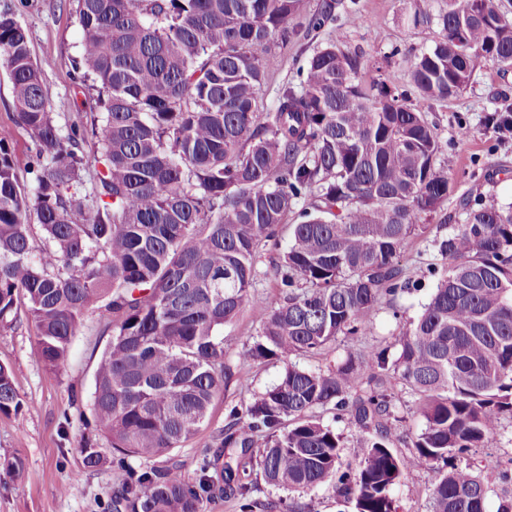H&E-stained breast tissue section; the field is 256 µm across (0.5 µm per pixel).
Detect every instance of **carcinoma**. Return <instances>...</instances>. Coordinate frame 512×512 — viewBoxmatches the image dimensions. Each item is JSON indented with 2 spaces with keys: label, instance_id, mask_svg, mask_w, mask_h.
<instances>
[{
  "label": "carcinoma",
  "instance_id": "obj_1",
  "mask_svg": "<svg viewBox=\"0 0 512 512\" xmlns=\"http://www.w3.org/2000/svg\"><path fill=\"white\" fill-rule=\"evenodd\" d=\"M304 2L77 0L81 82L97 111L64 126L25 29L0 13L10 121L32 142L21 158L0 137V328L25 309L53 376L85 314L112 316L92 392L116 458L112 512H204L228 497L252 512L255 471L291 490L332 479L352 512H397L394 487L429 467L431 512H485L490 478L508 477L493 459L478 473L448 456L485 447L512 418V203L460 199L464 222L434 236L440 279L395 357L373 349L318 370L291 358L363 335L383 301L412 286L399 256L432 232L453 191L419 102L459 95L482 63L511 73L512 22L501 0H413L407 26L438 28L413 64V93L362 85V55L336 40L313 50L266 111L258 92L270 61L312 41L341 6L324 0L306 16ZM484 125L511 137L512 98L494 96ZM300 202L273 267L283 299L267 301L254 290L257 259L279 246ZM246 306L265 320L239 362L278 359L280 381L228 408L197 483L174 467H133L207 421L234 377L220 332ZM397 386L424 421L406 456L393 448ZM329 405L367 435L354 467L341 466V435L312 416ZM22 406L0 364V415ZM256 437L265 444L255 452ZM80 452L88 468L103 463L95 439Z\"/></svg>",
  "mask_w": 512,
  "mask_h": 512
}]
</instances>
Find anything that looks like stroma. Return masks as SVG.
Wrapping results in <instances>:
<instances>
[{
	"label": "stroma",
	"instance_id": "obj_1",
	"mask_svg": "<svg viewBox=\"0 0 512 512\" xmlns=\"http://www.w3.org/2000/svg\"><path fill=\"white\" fill-rule=\"evenodd\" d=\"M358 12L339 11L335 23L320 32L319 42L338 37L348 48L360 49L364 65L362 83L381 78L398 90L410 88L411 64L438 35L437 28L413 30L403 23L409 0H358ZM76 0H0V12H11L25 29L32 56L50 59L44 83L52 98L58 122L74 120L91 111L95 91L75 78L73 61L81 40ZM310 46L289 45L273 63L259 92L263 107H272L279 89L295 76L297 62L310 54ZM512 94V74L500 78L492 65L477 68L467 89L445 101L422 103L421 108L438 135L441 149L452 160L454 192L444 204L439 234L451 232L463 220L460 197L494 194L512 201V140L502 142L484 131V117L497 90ZM399 261L417 285L400 295L393 305H382L366 335L340 340L320 355L302 356L300 366L315 370L359 355L373 346L389 345L420 313L436 286L428 271L439 258L430 238L419 237L402 252ZM106 316L90 312L80 336L56 377H48L33 347L35 327L20 318L13 328L0 330V364L13 371L16 389L24 402L19 414L0 415V456H17L20 472L0 469V512H107L112 498L111 464L86 468L79 443L92 433L95 418L91 406L94 375L109 335ZM264 318L245 307L223 329L229 360H236L246 341L259 336ZM285 370L283 362L268 360L238 366L237 380L213 402L202 428L180 447L155 457L159 467L178 465L188 482H196V459L228 422V406L246 407L276 384ZM436 478L432 469L394 490L398 512H429V489ZM254 512H349L336 497L332 484L311 491H290L259 483L253 494Z\"/></svg>",
	"mask_w": 512,
	"mask_h": 512
}]
</instances>
